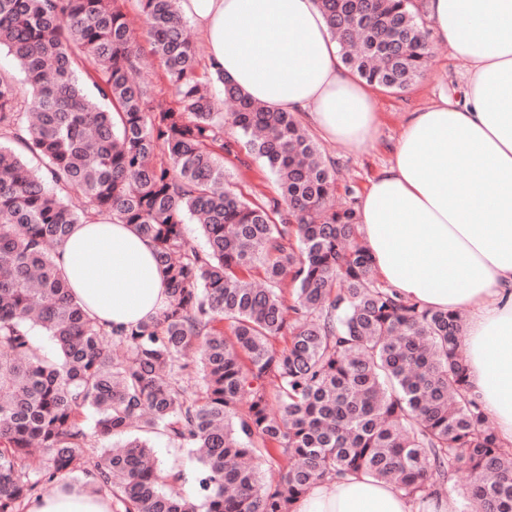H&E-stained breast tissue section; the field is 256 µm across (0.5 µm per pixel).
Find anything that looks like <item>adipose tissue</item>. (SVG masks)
<instances>
[{
	"instance_id": "obj_1",
	"label": "adipose tissue",
	"mask_w": 512,
	"mask_h": 512,
	"mask_svg": "<svg viewBox=\"0 0 512 512\" xmlns=\"http://www.w3.org/2000/svg\"><path fill=\"white\" fill-rule=\"evenodd\" d=\"M224 73L252 99L300 116L323 139L360 151L378 132V99L343 63L318 0H181ZM464 97L408 114L388 164L356 206L359 232L388 287L427 308L467 311V379L512 443V0H425ZM56 263L86 313L128 327L168 305L166 272L130 224L74 225ZM27 512H112L111 495L71 482ZM293 512H457L418 507L364 473L313 485Z\"/></svg>"
}]
</instances>
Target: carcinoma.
Returning a JSON list of instances; mask_svg holds the SVG:
<instances>
[{
  "mask_svg": "<svg viewBox=\"0 0 512 512\" xmlns=\"http://www.w3.org/2000/svg\"><path fill=\"white\" fill-rule=\"evenodd\" d=\"M138 2L169 107L136 79L122 0H0V47L24 74L22 88L0 74V512H27L69 475L111 494L112 512H291L355 472L420 505L466 472L478 512H512V444L470 393L462 316L381 284L356 210L333 204L335 162L296 116L220 75L224 116L180 0ZM319 2L368 85L401 94L424 74L417 0ZM227 123L280 198L228 181ZM95 216L152 244L170 297L159 317L114 331L73 297L55 247ZM158 431L195 456L196 497L158 464Z\"/></svg>",
  "mask_w": 512,
  "mask_h": 512,
  "instance_id": "obj_1",
  "label": "carcinoma"
}]
</instances>
